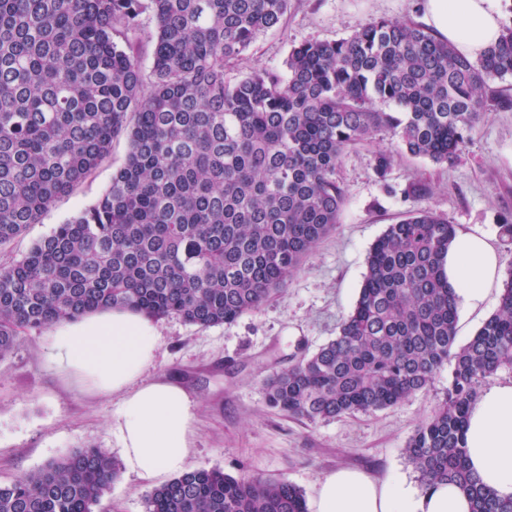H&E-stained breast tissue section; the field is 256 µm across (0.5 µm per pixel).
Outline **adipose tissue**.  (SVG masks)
<instances>
[{
	"instance_id": "obj_1",
	"label": "adipose tissue",
	"mask_w": 512,
	"mask_h": 512,
	"mask_svg": "<svg viewBox=\"0 0 512 512\" xmlns=\"http://www.w3.org/2000/svg\"><path fill=\"white\" fill-rule=\"evenodd\" d=\"M425 17L468 58H479L502 32L501 0H425ZM444 272L463 305H479L500 278V260L486 237L459 233ZM160 347L151 317L112 308L55 324L44 349L48 367L101 394L123 393L112 419L130 472L145 480L183 473L194 433L195 402L178 385L143 381ZM467 463L498 498L512 499V382L487 388L471 405L465 430ZM314 512H470L452 483L423 489L382 483L338 470L319 482Z\"/></svg>"
}]
</instances>
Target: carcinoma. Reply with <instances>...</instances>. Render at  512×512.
I'll list each match as a JSON object with an SVG mask.
<instances>
[{
	"instance_id": "obj_1",
	"label": "carcinoma",
	"mask_w": 512,
	"mask_h": 512,
	"mask_svg": "<svg viewBox=\"0 0 512 512\" xmlns=\"http://www.w3.org/2000/svg\"><path fill=\"white\" fill-rule=\"evenodd\" d=\"M290 0H0V247L72 192L125 136L105 191L18 260L0 264V359L27 330L102 308L200 328L230 324L280 291L339 223L342 156L380 132L451 164L483 113L511 110L512 25L477 60L411 19L293 47L278 72L229 82L224 67L276 27ZM155 23L145 68L139 17ZM379 181L394 152L378 149ZM456 235L411 211L372 245L337 336L265 383L269 405L310 421L370 413L428 388L448 394L405 453L419 484H457L471 512H512L466 466L483 382L512 368V273L497 311L456 346L458 303L442 260ZM82 446L0 483V512H94L118 477ZM146 512H308L286 481L185 471Z\"/></svg>"
}]
</instances>
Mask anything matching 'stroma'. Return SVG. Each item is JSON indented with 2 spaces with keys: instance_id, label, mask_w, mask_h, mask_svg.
<instances>
[{
  "instance_id": "obj_1",
  "label": "stroma",
  "mask_w": 512,
  "mask_h": 512,
  "mask_svg": "<svg viewBox=\"0 0 512 512\" xmlns=\"http://www.w3.org/2000/svg\"><path fill=\"white\" fill-rule=\"evenodd\" d=\"M381 17L423 22V0H291L280 23L260 35L225 77L283 69L292 47L347 37ZM126 152L125 137H117L109 159L89 179L0 250V264L20 257L55 225L92 204ZM336 177L348 194L339 224L260 310L207 329L177 317L158 320L160 347L144 377L177 384L197 403L189 468L284 480L309 500L319 481L339 469L359 470L378 482L416 483L406 444L445 399L450 367L396 406L315 422L271 408L264 381L336 337L355 305L372 244L406 212L431 208L457 230L491 238L502 270L512 269V244L500 231L502 218L512 214V110L486 113L453 164L399 153L382 183L372 153L361 149L343 157ZM415 180L430 184L428 198L404 196ZM46 336L43 329L26 331L0 360L2 483L85 444L122 456L112 430L122 394H99L58 376L44 361ZM149 489L136 475L120 471L94 510L145 512Z\"/></svg>"
}]
</instances>
